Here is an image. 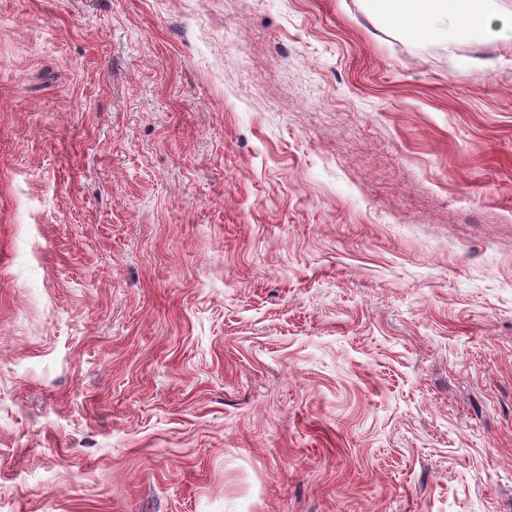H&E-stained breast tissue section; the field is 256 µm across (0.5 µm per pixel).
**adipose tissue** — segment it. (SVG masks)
Wrapping results in <instances>:
<instances>
[{"instance_id":"1","label":"adipose tissue","mask_w":512,"mask_h":512,"mask_svg":"<svg viewBox=\"0 0 512 512\" xmlns=\"http://www.w3.org/2000/svg\"><path fill=\"white\" fill-rule=\"evenodd\" d=\"M386 17L408 22L412 35L438 41L448 31H483L496 16L490 0H378Z\"/></svg>"}]
</instances>
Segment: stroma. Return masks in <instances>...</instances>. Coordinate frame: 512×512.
I'll use <instances>...</instances> for the list:
<instances>
[{
  "mask_svg": "<svg viewBox=\"0 0 512 512\" xmlns=\"http://www.w3.org/2000/svg\"><path fill=\"white\" fill-rule=\"evenodd\" d=\"M499 28L0 0V512H512Z\"/></svg>",
  "mask_w": 512,
  "mask_h": 512,
  "instance_id": "1",
  "label": "stroma"
}]
</instances>
